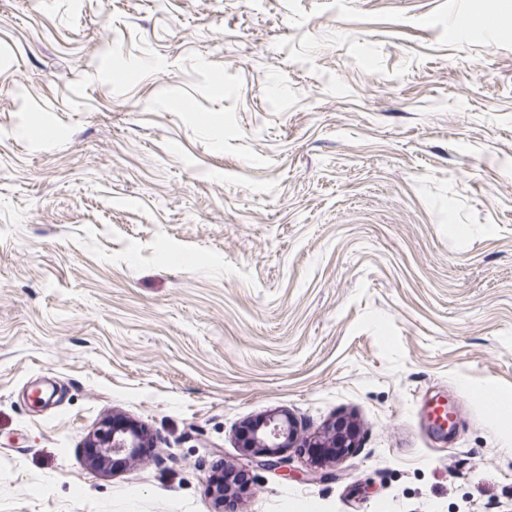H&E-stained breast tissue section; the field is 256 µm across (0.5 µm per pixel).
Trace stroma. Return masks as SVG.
Returning a JSON list of instances; mask_svg holds the SVG:
<instances>
[{
	"mask_svg": "<svg viewBox=\"0 0 512 512\" xmlns=\"http://www.w3.org/2000/svg\"><path fill=\"white\" fill-rule=\"evenodd\" d=\"M453 2L0 0V512H512V0ZM448 416H455L452 406L447 402H440L435 400L433 403L428 404L425 409V417L433 429L438 431H447ZM272 429L268 432V428ZM293 423L288 416H272L265 427L251 424L240 434L242 447L251 448L253 457L258 466L281 469L288 467V459L279 456L282 448H288L295 438ZM147 443L146 432L136 424H128L120 419L106 421L96 433V441H92L89 446L102 448L93 460V467L110 469L115 464V453L133 456L138 448H146ZM358 427L354 421L339 418L328 426L325 434L311 448H327L328 454L336 456L357 447ZM335 456V457H336Z\"/></svg>",
	"mask_w": 512,
	"mask_h": 512,
	"instance_id": "stroma-1",
	"label": "stroma"
}]
</instances>
